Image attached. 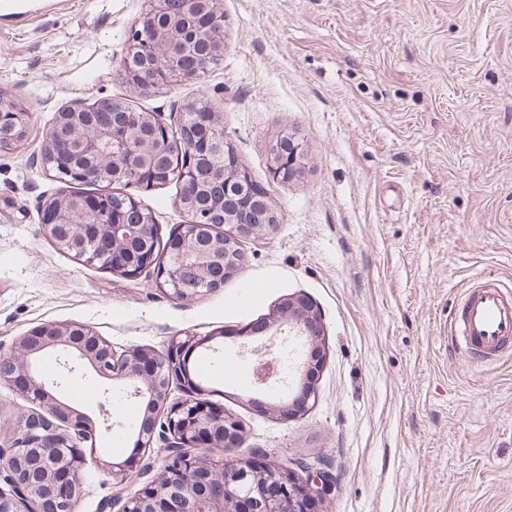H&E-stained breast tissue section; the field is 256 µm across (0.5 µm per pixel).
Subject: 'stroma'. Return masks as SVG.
I'll use <instances>...</instances> for the list:
<instances>
[{
  "label": "stroma",
  "instance_id": "obj_1",
  "mask_svg": "<svg viewBox=\"0 0 512 512\" xmlns=\"http://www.w3.org/2000/svg\"><path fill=\"white\" fill-rule=\"evenodd\" d=\"M221 60L200 78L143 93L119 77L147 0H63L17 26L0 21V96L24 134L0 144V354L46 321L92 327L116 351L203 343L194 379L243 427L231 461L267 458L325 471L318 512H512V355L467 364L448 314L477 279L512 282V0H222ZM132 100L178 130L191 103L224 134L277 214L247 240L222 288L177 301L151 273L130 280L63 253L44 236V200L73 191L43 160L58 112ZM302 148L274 178L282 136ZM181 187L125 195L167 238L184 224ZM321 316L316 400L266 413L297 390L257 395L236 331L272 321L288 297ZM237 365L239 375L226 374ZM28 409L0 383V453ZM121 427L78 460L77 512L122 507L142 485L114 484L142 416L112 400ZM288 145V150H282V142ZM299 144H295L289 137H282L272 148V173L274 177L281 180H289L298 173L302 154ZM288 154V157H287Z\"/></svg>",
  "mask_w": 512,
  "mask_h": 512
}]
</instances>
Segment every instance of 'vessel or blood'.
<instances>
[{"instance_id": "1", "label": "vessel or blood", "mask_w": 512, "mask_h": 512, "mask_svg": "<svg viewBox=\"0 0 512 512\" xmlns=\"http://www.w3.org/2000/svg\"><path fill=\"white\" fill-rule=\"evenodd\" d=\"M448 334L461 338L470 364L496 363L512 346V293L495 280L466 289L448 319Z\"/></svg>"}]
</instances>
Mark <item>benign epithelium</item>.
I'll return each mask as SVG.
<instances>
[{
	"instance_id": "1",
	"label": "benign epithelium",
	"mask_w": 512,
	"mask_h": 512,
	"mask_svg": "<svg viewBox=\"0 0 512 512\" xmlns=\"http://www.w3.org/2000/svg\"><path fill=\"white\" fill-rule=\"evenodd\" d=\"M221 0H150L143 23L161 15L171 22L156 32L143 30L130 38V51L142 59L136 87L149 92L163 84L171 72L193 78L205 67L197 61L194 41L205 36L213 54L223 50L224 14ZM143 120L138 113L126 114L124 127L98 124L90 109L81 105L58 113L47 135L46 147L64 148L81 158L77 166L57 168L60 175L84 183L105 177H121L139 185H153L160 176L151 157L163 146L158 135L136 139L129 127ZM22 113L0 99V125L6 124L16 137L22 135ZM223 119L215 112H203L184 126L181 140L188 155L182 179L185 190L179 199L187 216L168 247L167 259L156 268L157 286L176 300L203 296L223 286L209 279L208 269L222 265L234 271L246 261L241 248L245 240L270 233L277 216L264 192L251 184L245 164L231 149L224 150V164L207 166L210 146L224 139ZM302 154L289 137L272 148V173L289 180L298 173ZM224 190L252 195L245 210L226 211L224 218L209 209L192 208L200 178ZM122 204L139 211L137 224H114L108 230L112 261L107 267L130 280L153 266L149 258L133 260L132 245L156 234L153 217L142 211L132 198ZM44 235L63 250H82L87 229L106 222V212L78 207L69 199L53 198L41 209ZM230 227L221 237L209 238L203 230L218 222ZM273 336H301L310 347V358L300 373V396L292 402L268 408L275 416L291 417L316 399L315 372L323 362L321 318L305 297L285 299L276 319L267 324ZM258 328L246 325L235 331L244 339L238 355L249 357L252 384L259 392L279 382L275 343L254 346L251 337ZM201 340L187 336L172 338L165 351L135 347L117 353L112 345L87 325L43 322L19 337L14 349L0 355V382L20 390L32 404L21 429L12 441V451L0 457V477L14 493L0 492V512H75L83 492L76 462L82 451L97 445L99 428L64 398L63 383L74 373H90L112 383L129 397L145 405L143 421L135 440L137 448H151L158 442L167 453L162 476L144 484L128 497L122 512H310L316 501L332 489L323 472L297 478L274 461L236 462L224 460L222 452L242 442L243 428L224 408L204 397V388L191 378L187 363ZM184 390L183 398L170 400L173 383ZM112 479L123 482L137 468L136 457L107 463Z\"/></svg>"
}]
</instances>
